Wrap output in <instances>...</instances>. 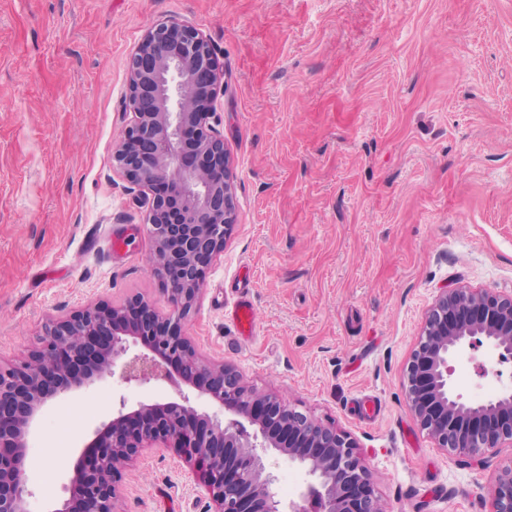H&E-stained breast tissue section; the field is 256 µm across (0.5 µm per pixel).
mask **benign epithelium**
Masks as SVG:
<instances>
[{
    "instance_id": "1",
    "label": "benign epithelium",
    "mask_w": 512,
    "mask_h": 512,
    "mask_svg": "<svg viewBox=\"0 0 512 512\" xmlns=\"http://www.w3.org/2000/svg\"><path fill=\"white\" fill-rule=\"evenodd\" d=\"M217 81L213 52L192 26L147 31L127 66L129 123L112 150V168L152 191L147 210L152 272L167 314L132 295L90 304L45 325L35 346L0 363V512H28L27 438L57 396L120 369L126 382L175 386L178 399L128 407L120 398L73 466L69 496L54 512H117L123 470L149 448H170L196 467L215 512H380L370 473L349 434L249 386L235 366L202 355L183 322L206 271L236 220V172L211 123ZM141 345L142 350L130 352ZM487 349L489 362L478 360ZM501 382L497 397L472 402L452 380L454 364ZM512 295L444 288L429 309L406 368L407 402L419 426L448 454L475 458L512 446ZM275 451L306 468L300 501L285 502L264 459ZM491 512H512V465L489 489Z\"/></svg>"
}]
</instances>
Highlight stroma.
Instances as JSON below:
<instances>
[{"label":"stroma","mask_w":512,"mask_h":512,"mask_svg":"<svg viewBox=\"0 0 512 512\" xmlns=\"http://www.w3.org/2000/svg\"><path fill=\"white\" fill-rule=\"evenodd\" d=\"M171 19L212 48L237 173L187 335L355 438L382 512H490L512 447L449 456L413 419L404 372L441 289L512 294V0H0V360L93 301L168 311L142 189L112 147L127 61ZM243 294L247 339L228 315ZM120 394L177 397L108 374L49 401L27 439L29 512L60 506ZM117 508L214 512L167 448L124 473Z\"/></svg>","instance_id":"obj_1"}]
</instances>
